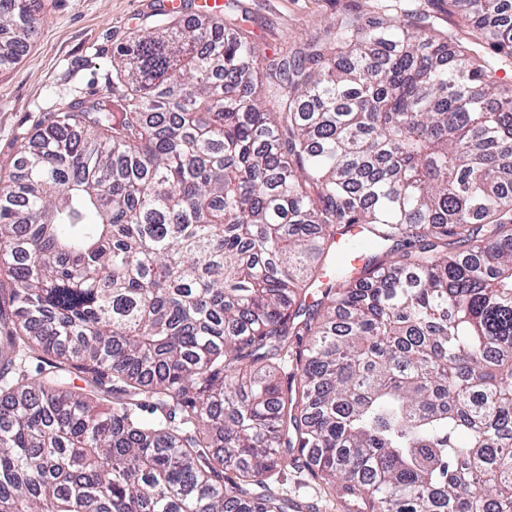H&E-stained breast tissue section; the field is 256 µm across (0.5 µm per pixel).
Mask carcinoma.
<instances>
[{"mask_svg":"<svg viewBox=\"0 0 512 512\" xmlns=\"http://www.w3.org/2000/svg\"><path fill=\"white\" fill-rule=\"evenodd\" d=\"M503 4L448 0L465 43L378 17L270 59L167 12L116 49L0 184V512H304L301 456L351 512H512ZM39 6L0 0V62Z\"/></svg>","mask_w":512,"mask_h":512,"instance_id":"carcinoma-1","label":"carcinoma"}]
</instances>
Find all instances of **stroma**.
I'll return each mask as SVG.
<instances>
[{
	"mask_svg": "<svg viewBox=\"0 0 512 512\" xmlns=\"http://www.w3.org/2000/svg\"><path fill=\"white\" fill-rule=\"evenodd\" d=\"M161 0H40L37 34L11 63L0 65V182L19 176L21 149L63 102L112 91L114 52L149 31ZM431 17L438 30L464 39L469 28L448 0H237L227 34L249 36L266 55L288 52L345 20ZM282 488L315 512H347L304 465L288 469Z\"/></svg>",
	"mask_w": 512,
	"mask_h": 512,
	"instance_id": "obj_1",
	"label": "stroma"
}]
</instances>
